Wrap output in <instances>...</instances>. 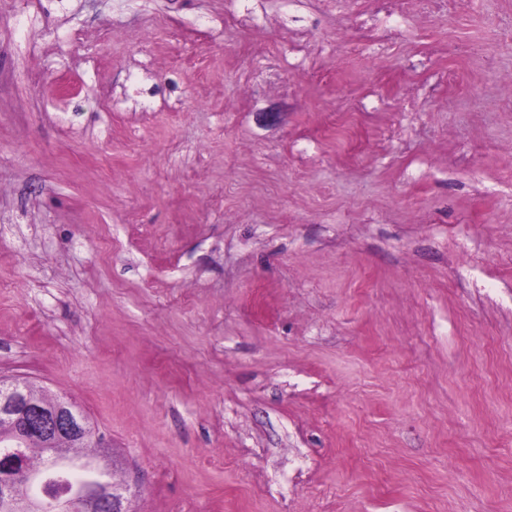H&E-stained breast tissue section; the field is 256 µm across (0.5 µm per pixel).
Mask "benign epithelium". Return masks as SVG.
Wrapping results in <instances>:
<instances>
[{
	"label": "benign epithelium",
	"mask_w": 512,
	"mask_h": 512,
	"mask_svg": "<svg viewBox=\"0 0 512 512\" xmlns=\"http://www.w3.org/2000/svg\"><path fill=\"white\" fill-rule=\"evenodd\" d=\"M0 410L12 422H21V430L30 442H43L50 436H61V448L51 469L63 472L73 468L76 461L87 466L106 462V454L99 439L88 435L79 418L71 413L64 399H50L43 390L31 384L0 394ZM0 471L6 475L18 472L28 491L45 489L51 478L46 470H30L26 465L25 450L16 449L0 457ZM137 492V486L96 488L83 483L67 484L65 496L52 501L55 512H128L125 503L128 492Z\"/></svg>",
	"instance_id": "1"
}]
</instances>
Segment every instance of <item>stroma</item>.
<instances>
[{"label": "stroma", "instance_id": "stroma-1", "mask_svg": "<svg viewBox=\"0 0 512 512\" xmlns=\"http://www.w3.org/2000/svg\"><path fill=\"white\" fill-rule=\"evenodd\" d=\"M510 29L0 0V377L91 417L133 512H512Z\"/></svg>", "mask_w": 512, "mask_h": 512}]
</instances>
